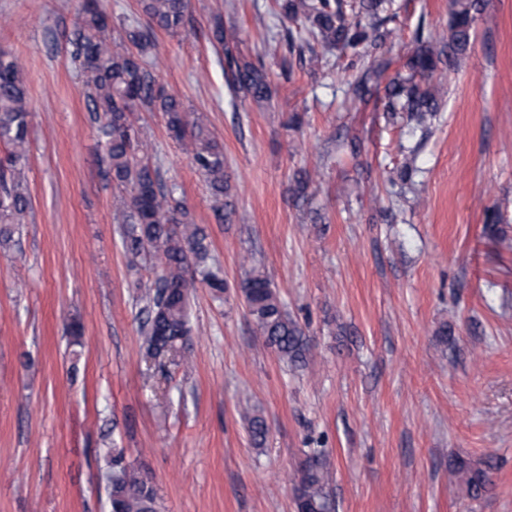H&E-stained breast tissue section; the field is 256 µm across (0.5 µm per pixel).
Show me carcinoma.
Here are the masks:
<instances>
[{"instance_id": "carcinoma-1", "label": "carcinoma", "mask_w": 512, "mask_h": 512, "mask_svg": "<svg viewBox=\"0 0 512 512\" xmlns=\"http://www.w3.org/2000/svg\"><path fill=\"white\" fill-rule=\"evenodd\" d=\"M281 13L308 27L287 30L280 39L283 60L319 62L335 50L350 52L347 68L357 66L359 56L374 55L376 64L351 84L355 98L363 101L371 87L388 68L381 57L392 40L395 17L384 14V0H277ZM147 24L137 21L111 34V16L99 0H83L81 18L67 37V53L81 61L95 124L103 147L105 176L126 196L121 198L117 223L122 226V246L130 267L155 259L159 264L152 286L140 296V310L146 355L152 360L190 353L189 307L202 285L221 298L224 278L214 271L206 235L195 224L189 209L174 189L166 187L158 166L140 155L136 112H160L169 134L183 147L193 166L204 177L215 201L220 223L234 210L226 201L229 175L224 170V145L208 129L204 114L170 94L152 71L158 30L175 35L191 23V0H139ZM450 36L424 35L415 31L417 51L405 67L407 75L397 76L385 87V112L395 122L404 119L423 125L440 111L444 85L430 87V80L442 60L452 73L468 50L473 23L481 0H450ZM211 43L224 53V77L237 98L255 103L271 98L268 72L260 60H246L236 34L224 31L221 14L213 16ZM30 102L25 77L18 60L0 51V144L9 150L8 165L0 166V247L14 243V235L30 210L21 165L28 153ZM310 179L305 172L292 178L290 191L306 197ZM239 290L257 331L277 355L293 366L305 363L309 340L300 324L284 309L270 279L254 267L240 283ZM251 442L264 444L268 426L263 416L248 409L242 413ZM112 466L110 506L112 512H160L156 489L147 477L124 464L123 452L106 450ZM330 474L321 453L307 456L295 488L297 512H334L328 485ZM488 483L487 472L475 470L467 477L468 493L477 498Z\"/></svg>"}]
</instances>
